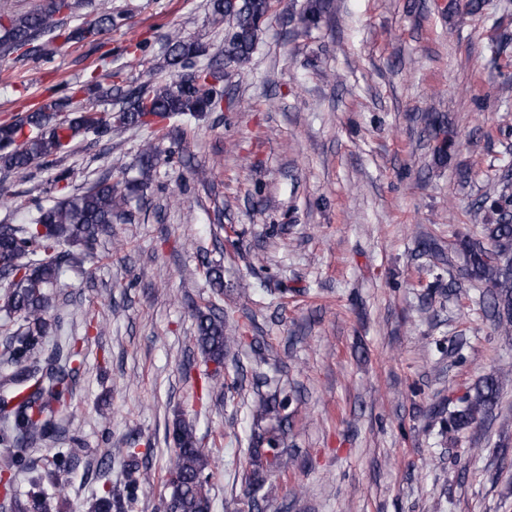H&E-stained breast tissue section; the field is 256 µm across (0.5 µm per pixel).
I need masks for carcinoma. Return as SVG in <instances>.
<instances>
[{"instance_id":"carcinoma-1","label":"carcinoma","mask_w":512,"mask_h":512,"mask_svg":"<svg viewBox=\"0 0 512 512\" xmlns=\"http://www.w3.org/2000/svg\"><path fill=\"white\" fill-rule=\"evenodd\" d=\"M272 0H210L211 12L224 18L228 29L224 49L206 67L189 76L195 59L204 49L198 43L173 32L165 35L167 65L177 79L158 86L107 89L116 96V107L100 109L90 101L63 118L57 113L72 104L64 96L0 125V175L22 174L40 163H52L65 153L80 135L93 134L112 139V131L139 129L146 133L138 162V177L112 182L104 176L85 190L36 208L29 224H0V278L7 281L0 312L22 321V329L11 336L0 354V447L8 452L0 457V488L10 512H50L49 502L35 497L27 505L12 492L10 475L30 469L28 452L43 443L61 439L59 414L73 397L80 373V352L62 340L60 319L55 309L54 288L64 272L82 270L94 259L93 244L99 231L114 219L127 216V205L153 177L161 156V146L173 133L182 132L191 120L207 112H221L224 91L219 84L206 82L207 76L220 77L225 68L248 64L257 47L259 35L272 11ZM72 0H43L38 8L0 16V54L36 50L40 38L55 32L63 24L60 16L72 13ZM333 12L328 0H314L300 17L302 27L317 25ZM110 14H101L88 25L78 24L69 31V39L82 42L112 29ZM427 128L436 142L438 161L448 158L456 144L457 132L442 114L428 117ZM476 214L488 213L485 224L488 243L471 239L460 241L463 280L484 285L479 296L483 317L496 328L512 333V193L504 184L492 185L474 203ZM197 259L215 295L223 294L224 275L197 249ZM195 345L215 365V373L201 385L198 401L215 393L224 359L245 342V326L210 302L193 309ZM512 374V365L499 367L464 394L433 407L429 417L440 419L453 433L480 423L499 403L502 379ZM288 396L257 391L251 413L256 428L247 449L252 469L247 486L259 491L270 473L279 475L294 466L284 440L288 435ZM174 445L165 468L167 512H211L208 469L213 449L202 446L193 427L180 420L171 433ZM79 441L72 437L61 450L53 468L33 481L48 480L55 494L62 493L82 454Z\"/></svg>"}]
</instances>
